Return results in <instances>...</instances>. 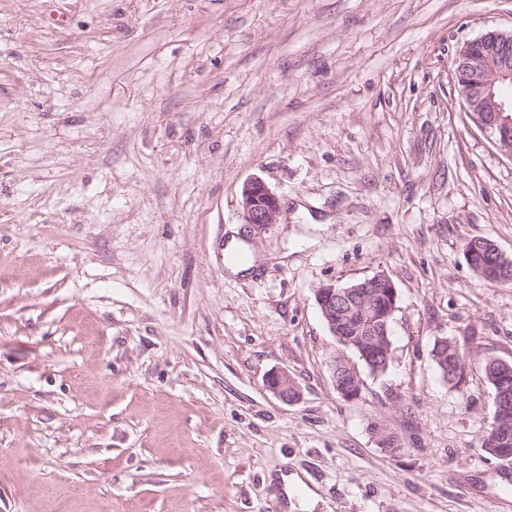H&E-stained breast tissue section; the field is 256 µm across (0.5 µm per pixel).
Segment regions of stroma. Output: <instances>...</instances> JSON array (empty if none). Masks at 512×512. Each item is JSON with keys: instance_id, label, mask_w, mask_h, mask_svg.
<instances>
[{"instance_id": "1", "label": "stroma", "mask_w": 512, "mask_h": 512, "mask_svg": "<svg viewBox=\"0 0 512 512\" xmlns=\"http://www.w3.org/2000/svg\"><path fill=\"white\" fill-rule=\"evenodd\" d=\"M511 29L512 0H0V512H512L481 449L512 285L463 253L512 257V159L452 78ZM376 275L392 362L347 401L315 294ZM240 208L245 224L262 231L277 223L280 211L278 196L259 178L246 181L240 193ZM448 341L451 344H448ZM436 349H432L431 355L436 364H439L443 368L447 367L445 358L448 357V375H443V378L448 382H455V384L461 381L464 373V359L465 355L459 350L456 343L448 338H438L436 341ZM446 352L444 353V350ZM462 357V361H459V357ZM450 368L452 370H450ZM265 384L283 402L293 403L299 399L298 387L285 371L272 372L267 376Z\"/></svg>"}]
</instances>
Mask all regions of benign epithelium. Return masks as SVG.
I'll list each match as a JSON object with an SVG mask.
<instances>
[{
  "instance_id": "obj_1",
  "label": "benign epithelium",
  "mask_w": 512,
  "mask_h": 512,
  "mask_svg": "<svg viewBox=\"0 0 512 512\" xmlns=\"http://www.w3.org/2000/svg\"><path fill=\"white\" fill-rule=\"evenodd\" d=\"M454 80L470 120L501 152L512 157V102L500 95L503 85L512 84V30L490 31L467 42L454 60ZM240 208L245 223L262 231L277 223L280 202L263 180L252 178L242 186ZM316 302L331 336L344 341L338 314L352 304L362 315L378 311L390 322L397 310L398 292L388 277L377 275L348 286L326 284L317 291ZM328 368L342 398L353 401L361 397L363 381L345 349L336 350ZM265 384L286 403L299 399L298 387L285 371L269 374Z\"/></svg>"
}]
</instances>
